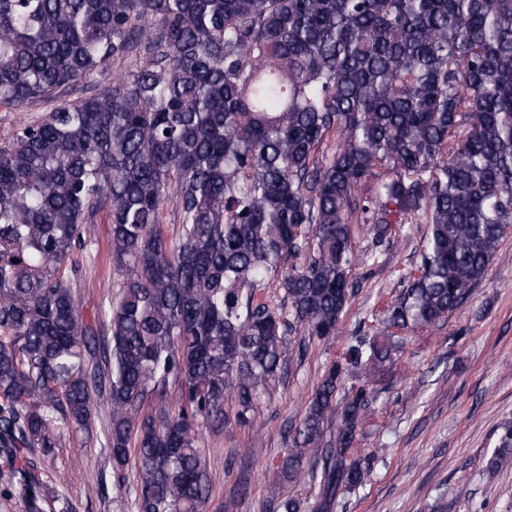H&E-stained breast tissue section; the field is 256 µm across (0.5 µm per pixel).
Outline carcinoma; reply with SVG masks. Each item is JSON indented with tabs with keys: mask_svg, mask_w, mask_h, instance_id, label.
<instances>
[{
	"mask_svg": "<svg viewBox=\"0 0 512 512\" xmlns=\"http://www.w3.org/2000/svg\"><path fill=\"white\" fill-rule=\"evenodd\" d=\"M35 103L0 148V452L50 454L106 389L137 512H200L195 428L224 427L230 397L253 426L288 333L336 336L351 224L376 249L425 224L416 273L326 367L277 469L323 461L329 501L365 484L353 448L395 332L458 309L512 226V0H0V107ZM102 212L122 282L89 323L75 288ZM272 279L283 308L258 298ZM23 494L40 512V486Z\"/></svg>",
	"mask_w": 512,
	"mask_h": 512,
	"instance_id": "obj_1",
	"label": "carcinoma"
}]
</instances>
